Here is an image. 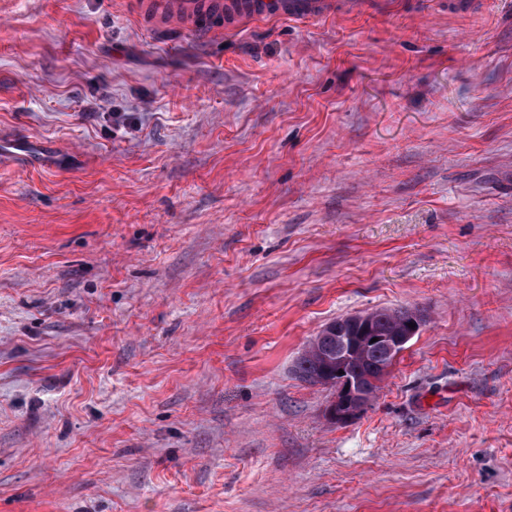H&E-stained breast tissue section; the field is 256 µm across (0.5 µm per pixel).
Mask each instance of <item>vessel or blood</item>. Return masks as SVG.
<instances>
[{
	"mask_svg": "<svg viewBox=\"0 0 512 512\" xmlns=\"http://www.w3.org/2000/svg\"><path fill=\"white\" fill-rule=\"evenodd\" d=\"M360 0H137L135 9L157 38L178 25L207 37L232 31L246 21L271 18L306 20L358 10Z\"/></svg>",
	"mask_w": 512,
	"mask_h": 512,
	"instance_id": "b4317fda",
	"label": "vessel or blood"
}]
</instances>
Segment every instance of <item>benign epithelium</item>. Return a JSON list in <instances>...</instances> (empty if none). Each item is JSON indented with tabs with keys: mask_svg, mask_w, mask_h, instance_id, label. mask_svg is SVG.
I'll list each match as a JSON object with an SVG mask.
<instances>
[{
	"mask_svg": "<svg viewBox=\"0 0 512 512\" xmlns=\"http://www.w3.org/2000/svg\"><path fill=\"white\" fill-rule=\"evenodd\" d=\"M370 319L368 312L345 316L325 325L313 339L315 347L325 339L336 344L335 352L321 355L324 362L323 384L330 391L325 414L336 424H347L356 419L360 405L366 401L360 383L339 374V370L350 355L371 342L368 336ZM412 322L415 323L414 327L408 326L399 335L386 341L390 354L399 356L418 333L422 320L415 317Z\"/></svg>",
	"mask_w": 512,
	"mask_h": 512,
	"instance_id": "7a95c632",
	"label": "benign epithelium"
}]
</instances>
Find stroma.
Segmentation results:
<instances>
[{
    "label": "stroma",
    "mask_w": 512,
    "mask_h": 512,
    "mask_svg": "<svg viewBox=\"0 0 512 512\" xmlns=\"http://www.w3.org/2000/svg\"><path fill=\"white\" fill-rule=\"evenodd\" d=\"M131 2L0 0V512H512V0ZM399 307L331 423L304 347ZM144 25L159 38L188 28L207 37L246 21L306 20L358 10L360 0H143L134 1ZM179 21L181 24H176ZM185 25V26H184ZM414 312H418L417 309L407 307L376 309L371 311L372 319L370 312L352 314L328 323L314 337L312 343L314 347L322 343L321 347L319 346L320 353L332 347L331 342L323 341L324 339L335 341L336 344V352L321 354L325 375L322 387L330 391V397L325 406V414L329 420L336 424H347L358 417L359 406L366 401L367 395L371 401L376 397L380 383L390 371L388 368L395 363L394 358L407 348V344L421 327L422 320L419 317L413 318ZM410 319H412L411 322H409ZM408 322L415 323L414 328L407 324L406 328L395 336ZM369 325L370 334L367 336ZM347 328L352 333L346 335ZM371 336L381 338L393 336L386 341V344L394 358L389 356L388 350L381 343L365 346L371 343L373 339ZM363 346L365 347L361 349ZM359 349L361 350L358 351ZM309 350L307 346L300 357L309 356ZM320 353L312 352L309 357L297 360L295 369L299 379L310 384L319 382L323 376ZM333 362H336V372L331 369ZM344 362L345 375L356 380L339 374ZM333 374H336V379L332 378ZM358 380L365 387L367 395L363 392ZM346 386H349L348 390H345Z\"/></svg>",
    "instance_id": "35a3bbf8"
}]
</instances>
